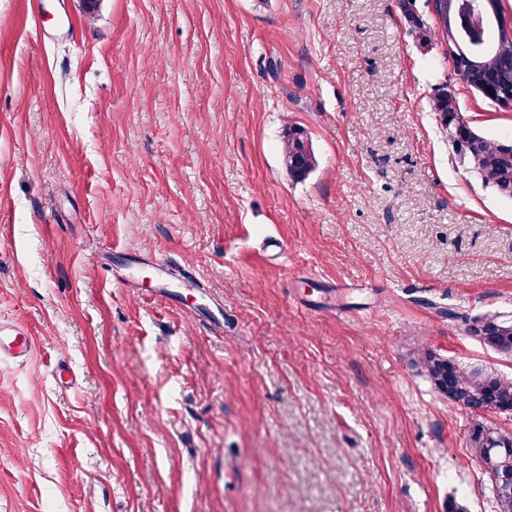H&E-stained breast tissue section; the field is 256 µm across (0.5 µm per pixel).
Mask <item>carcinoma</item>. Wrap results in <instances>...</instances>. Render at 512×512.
<instances>
[{"mask_svg":"<svg viewBox=\"0 0 512 512\" xmlns=\"http://www.w3.org/2000/svg\"><path fill=\"white\" fill-rule=\"evenodd\" d=\"M433 111L448 138L474 144V149L455 148L460 162L475 172L481 181L500 190L512 179V153L507 154L501 141L480 135L460 112L456 100L446 92L432 101ZM282 153L288 173L295 179L306 177L316 165V157L306 131L288 125ZM465 333L488 349L512 356V319L497 314L462 318ZM414 363L433 388L452 405L464 409L470 417L468 444L472 455L482 464L491 480L494 512H512V437L485 418L486 407L493 405L501 413L512 412V380L493 372L463 366L421 347Z\"/></svg>","mask_w":512,"mask_h":512,"instance_id":"1","label":"carcinoma"}]
</instances>
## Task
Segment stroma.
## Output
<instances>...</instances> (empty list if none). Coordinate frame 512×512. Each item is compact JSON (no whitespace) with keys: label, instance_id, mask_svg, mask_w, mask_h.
I'll use <instances>...</instances> for the list:
<instances>
[{"label":"stroma","instance_id":"stroma-1","mask_svg":"<svg viewBox=\"0 0 512 512\" xmlns=\"http://www.w3.org/2000/svg\"><path fill=\"white\" fill-rule=\"evenodd\" d=\"M0 0V512H492L417 343L512 379V104L434 0ZM317 165L292 178L287 125ZM65 367L63 382L53 374ZM443 38L448 43L451 55L458 61L459 76L463 80L472 78L476 71H481L476 67L477 62L474 61V55L470 50L449 28H443ZM501 79V75L495 74L491 77L483 78L477 81L475 87L487 98L496 100L501 104L512 103V70L508 75L502 77L501 83L496 87V83ZM433 111L436 112L440 125L448 130V138L455 139L457 135L460 143H475L473 150L460 149L452 141L460 162L475 172L486 186H491L497 192L504 181L511 182L512 153L505 154L501 147L502 140L492 139L480 135L471 126L470 121L460 112L456 100L447 92L439 93L432 101ZM465 326L466 336H473L488 349L512 357V319L497 314L474 318L458 317ZM34 342L28 330L21 325L4 327L0 324V355L23 358L32 352Z\"/></svg>","mask_w":512,"mask_h":512}]
</instances>
